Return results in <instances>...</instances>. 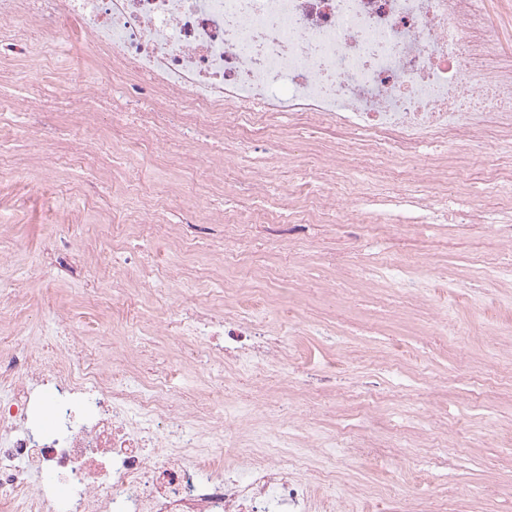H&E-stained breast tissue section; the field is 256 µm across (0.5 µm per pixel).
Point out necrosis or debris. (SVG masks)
I'll use <instances>...</instances> for the list:
<instances>
[{
	"label": "necrosis or debris",
	"mask_w": 512,
	"mask_h": 512,
	"mask_svg": "<svg viewBox=\"0 0 512 512\" xmlns=\"http://www.w3.org/2000/svg\"><path fill=\"white\" fill-rule=\"evenodd\" d=\"M489 34L483 0H0L1 51L16 49L38 63L72 45L93 52L94 67L62 65L54 77L111 103L124 154L151 156L159 146L189 144L213 130L223 152L178 160L221 183L237 173L235 160L260 121L286 115L287 124L272 131L277 150L250 172V196L265 199L273 172L301 147L312 164L300 173V190L312 200L314 218L358 225L379 240L390 235L392 214L328 191L336 169L359 160L372 174L398 158L412 177L444 184L449 170L512 158V69L487 63ZM97 72L111 85L97 83ZM130 96L139 111H123ZM6 133L38 147L0 170V179L36 173L53 197L62 163L95 164L106 154L89 120L60 139L32 122L10 124ZM461 142L473 144L474 153L444 152ZM127 192L138 199L137 223L160 242L190 249L180 226L160 217L164 200L186 197L185 182L169 183L159 197L139 175ZM278 205L280 218L262 246L223 203L207 204V219L223 227L225 241L203 278L218 287L198 288L173 264L155 265L143 277L140 288L159 299L176 288L187 295L159 335L194 336L191 359L234 364L233 377L209 373L193 402L175 392L171 368L145 375L124 369V359L151 351L130 314L137 290L129 288L118 253L100 252L108 279L89 292L95 303L112 297V315L97 321L96 339L71 337L67 356L51 360L0 329V512H361L360 489L336 492L346 463L338 451L361 447L360 436L309 431L326 384L343 376L352 354L328 363L325 385L298 396L292 417L306 432V452H291L278 421L279 382L302 370L291 350L297 317L273 307L262 287L267 249L288 254L280 279L309 288L294 274L300 255L290 248L298 233L293 199L282 196ZM424 208L452 215L460 233L485 229L500 259L498 276L512 277V224L462 207L452 191L427 198ZM244 249L252 254L251 288L227 276ZM432 270L408 254L381 267L358 258L338 265L335 282L323 290L335 292L341 281L372 284L392 271L398 299L418 307L415 280ZM271 311L272 329L265 322ZM106 336L121 338V347L105 346ZM246 385L258 408L236 402Z\"/></svg>",
	"instance_id": "4bbe7bcc"
}]
</instances>
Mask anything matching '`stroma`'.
<instances>
[{
  "label": "stroma",
  "mask_w": 512,
  "mask_h": 512,
  "mask_svg": "<svg viewBox=\"0 0 512 512\" xmlns=\"http://www.w3.org/2000/svg\"><path fill=\"white\" fill-rule=\"evenodd\" d=\"M86 112L96 113L100 133L111 138V110L94 102L82 104L77 111L49 110L41 121L46 131L58 135L78 126ZM274 148L268 134L253 136L239 160V180L222 186L203 184L196 191L197 198L220 200L231 210L248 212L251 236L258 242L265 239L277 201H249L243 179ZM133 166L132 159L117 153L108 164L61 168V191L50 206L43 204L35 181L0 182V206L20 208L17 224L10 227L19 243L17 262L0 271V281L19 289L24 297L22 312L0 313V327L17 328L42 355L67 352L65 337L55 333V311L74 310L75 326L87 322L80 307L90 269L86 262H79L78 276L54 280L46 299L41 292L45 277L30 270L29 260L48 238L66 234L73 195L94 197L105 206L134 213L135 196L113 194L115 181L124 180ZM328 185L373 205L396 191L415 197L442 191L438 185L343 169L331 174ZM164 214L189 225L193 243L191 253L172 251L169 259L188 267L202 264L219 230L206 223L199 207L187 202H168ZM396 219L395 230L385 242L344 236L331 224L306 225L300 236L299 274L314 284L324 282L333 277L335 265L357 254L377 264L397 252L441 261L447 285L430 288L428 294L450 330L444 336L421 335L424 310L411 307L395 312L394 290L384 282L350 290L348 296L333 300L279 294L278 304L295 307L303 320L322 326L320 332L297 339L309 374H319L328 359L346 348L355 355L346 373L350 384L371 385L381 395L379 405L370 412L355 406L339 411L326 404L315 419L316 426L326 432L347 427L377 443L396 430L414 437L405 457L383 455L377 447L356 456L344 471L342 486L364 492L367 512H396L401 502L419 499L449 502L457 512H512V282L490 284L493 260L475 261L484 249L481 238L455 235L444 222L423 223L421 212L415 210H399ZM479 313L485 318L484 336L456 333L457 324ZM462 351L469 359L465 368L457 363ZM425 432L431 433V441H421Z\"/></svg>",
  "instance_id": "1"
}]
</instances>
